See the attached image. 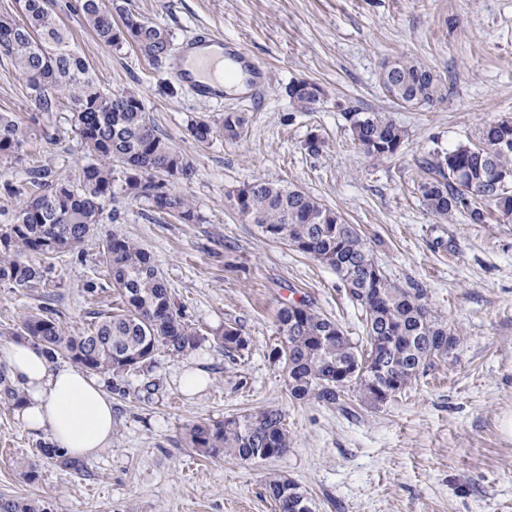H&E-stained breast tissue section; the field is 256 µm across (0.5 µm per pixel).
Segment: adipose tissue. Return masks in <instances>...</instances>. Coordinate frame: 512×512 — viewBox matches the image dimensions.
Masks as SVG:
<instances>
[{
	"mask_svg": "<svg viewBox=\"0 0 512 512\" xmlns=\"http://www.w3.org/2000/svg\"><path fill=\"white\" fill-rule=\"evenodd\" d=\"M5 364L23 394L18 416L24 426L48 433L72 457H90L112 441V401L92 374L51 362L40 345L0 344Z\"/></svg>",
	"mask_w": 512,
	"mask_h": 512,
	"instance_id": "obj_1",
	"label": "adipose tissue"
}]
</instances>
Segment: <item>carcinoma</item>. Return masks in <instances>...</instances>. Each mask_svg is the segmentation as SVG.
<instances>
[{
	"mask_svg": "<svg viewBox=\"0 0 512 512\" xmlns=\"http://www.w3.org/2000/svg\"><path fill=\"white\" fill-rule=\"evenodd\" d=\"M83 15L96 39L109 47L133 45L149 62L173 59L176 45L164 27L145 22L112 0H24L19 19L0 17V49L10 56L29 90L37 112H54L67 103L71 121L88 161L67 179L49 168L29 171L21 186L4 185L25 197L9 221L0 224V284L31 288L45 281L51 260L60 253L96 242L109 283L89 284V291L108 287L121 299L118 312H98L86 331L66 333L45 307L24 318L22 335L41 344L55 359L67 356L92 372L118 377L151 364L162 348L187 356L200 349L203 337L176 309L170 289L152 254L126 236L112 231L99 235L105 221L118 220L114 205L131 198L154 213L184 224L203 220L196 206L174 184L196 176L192 160L177 150L146 117L135 90L106 93L89 64L72 46L59 12ZM122 19L118 25L112 12ZM394 74L383 84L398 103L422 106L442 101L448 87L431 69L408 56L393 58ZM319 87L305 84L289 96L299 111L317 101ZM362 124L353 139L371 158L394 152L405 131L383 112H361ZM242 118L227 113L220 124L205 119L189 132L200 144L216 133L234 139ZM28 132L0 115V158L21 160ZM512 120L485 125L477 142L457 145L426 162L433 176L419 185L428 209L442 220L460 214L472 224L494 216L512 217ZM232 207L255 224L269 240L285 242L296 251L331 268L351 301L364 311L365 345L353 342L335 320L307 304L286 305L278 313L284 346L285 386L297 401L336 406L353 396L378 408L403 392L424 367L448 354L454 338L443 320L423 302V291L402 288L389 280L375 261L360 230L335 210L300 187L281 181L245 183L229 193ZM228 351H244L248 341L233 326L221 334ZM22 396L0 368V402L17 405ZM188 447L210 458L239 461L279 458L292 438L282 410H261L186 428ZM265 490L275 512H314L306 490L296 481L270 473ZM0 512H46L40 500L0 499Z\"/></svg>",
	"mask_w": 512,
	"mask_h": 512,
	"instance_id": "obj_1",
	"label": "carcinoma"
}]
</instances>
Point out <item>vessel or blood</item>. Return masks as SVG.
<instances>
[{
  "instance_id": "vessel-or-blood-1",
  "label": "vessel or blood",
  "mask_w": 512,
  "mask_h": 512,
  "mask_svg": "<svg viewBox=\"0 0 512 512\" xmlns=\"http://www.w3.org/2000/svg\"><path fill=\"white\" fill-rule=\"evenodd\" d=\"M240 65L247 92H256L266 80L264 69L253 64L242 47L230 46L222 33L207 28L185 41L176 59L174 74L200 98L223 100L224 64Z\"/></svg>"
}]
</instances>
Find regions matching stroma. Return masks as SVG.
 <instances>
[{
  "instance_id": "obj_1",
  "label": "stroma",
  "mask_w": 512,
  "mask_h": 512,
  "mask_svg": "<svg viewBox=\"0 0 512 512\" xmlns=\"http://www.w3.org/2000/svg\"><path fill=\"white\" fill-rule=\"evenodd\" d=\"M138 18L165 26L175 43L210 27L241 44L264 67L261 102L231 95L196 99L174 75L131 46L99 43L82 16L64 13L72 43L102 89L137 90L150 122L190 156L195 179L180 190L203 221L167 223L142 203L121 200L112 230L154 256L184 319L205 341L183 357L158 350L150 366L120 378L100 375L112 398V442L77 468L42 457L48 434L27 430L18 410L0 404V497L40 499L48 512H275L265 478L278 473L304 487L315 512H512V223L442 221L422 201V163L475 140L480 128L512 118V0H128ZM408 55L448 86L431 106L392 102L379 81L383 63ZM307 80L327 101L296 111L289 87ZM385 112L406 132L392 156L366 157L335 101ZM29 132L22 162L0 159V186L25 183L29 168L71 175L84 160L70 114L33 111L23 77L0 50V113ZM242 117L241 134L198 145L191 121ZM326 142L309 154L310 134ZM256 180L304 189L361 229L385 275L419 288L456 342L409 388L380 408L296 401L280 346L277 313L307 302L361 341L364 314L336 273L292 247L268 240L230 204L228 194ZM98 247L58 256L35 288L0 285V344L23 318L55 309L62 328L84 330L95 313L117 309ZM233 326L243 352H225L217 335ZM200 369L206 386L180 385ZM267 406L281 408L293 446L267 461L199 456L184 443L189 424L219 421ZM35 465L36 480L23 472Z\"/></svg>"
}]
</instances>
